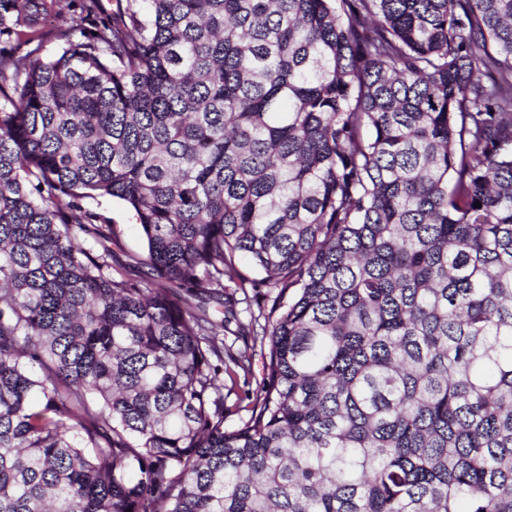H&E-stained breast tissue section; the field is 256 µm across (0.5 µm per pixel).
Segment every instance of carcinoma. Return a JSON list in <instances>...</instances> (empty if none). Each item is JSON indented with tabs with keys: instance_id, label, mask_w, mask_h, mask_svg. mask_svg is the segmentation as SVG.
Listing matches in <instances>:
<instances>
[{
	"instance_id": "cac0c4a2",
	"label": "carcinoma",
	"mask_w": 512,
	"mask_h": 512,
	"mask_svg": "<svg viewBox=\"0 0 512 512\" xmlns=\"http://www.w3.org/2000/svg\"><path fill=\"white\" fill-rule=\"evenodd\" d=\"M115 4L0 0V512H512V0ZM100 211L111 218L112 223L120 234L126 253L141 254L145 249V242L138 224L131 218L126 207L117 200L104 199Z\"/></svg>"
}]
</instances>
